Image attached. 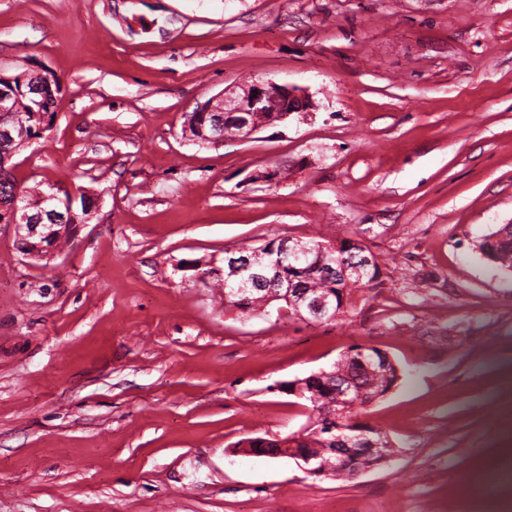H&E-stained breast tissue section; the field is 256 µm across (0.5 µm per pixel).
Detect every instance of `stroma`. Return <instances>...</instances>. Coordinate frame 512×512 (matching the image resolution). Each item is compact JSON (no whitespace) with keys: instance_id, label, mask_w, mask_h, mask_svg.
<instances>
[{"instance_id":"35a3bbf8","label":"stroma","mask_w":512,"mask_h":512,"mask_svg":"<svg viewBox=\"0 0 512 512\" xmlns=\"http://www.w3.org/2000/svg\"><path fill=\"white\" fill-rule=\"evenodd\" d=\"M32 65L62 91L11 174L98 207L40 257L0 225V512H512V273L476 248L512 224V0H0V73ZM267 79L314 111L191 134ZM279 236L355 238L384 284L307 322L198 282ZM356 344L398 369L358 414L382 465L239 447L305 426L280 383Z\"/></svg>"}]
</instances>
